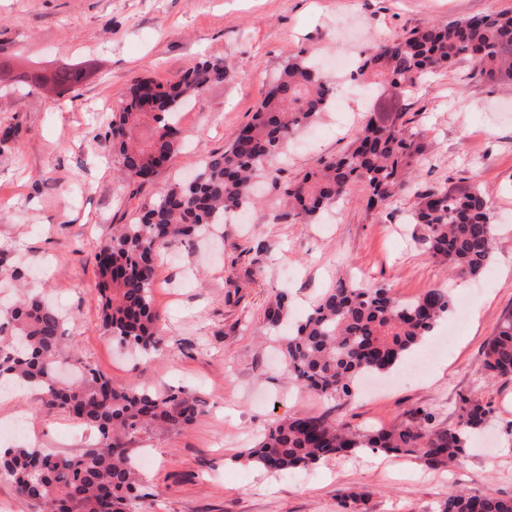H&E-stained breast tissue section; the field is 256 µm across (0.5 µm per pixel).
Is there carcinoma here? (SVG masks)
Listing matches in <instances>:
<instances>
[{
	"instance_id": "cac0c4a2",
	"label": "carcinoma",
	"mask_w": 512,
	"mask_h": 512,
	"mask_svg": "<svg viewBox=\"0 0 512 512\" xmlns=\"http://www.w3.org/2000/svg\"><path fill=\"white\" fill-rule=\"evenodd\" d=\"M462 61L473 64L475 79L512 81V10L425 25L375 41L360 52L356 75L407 95L425 77ZM52 78L70 87L83 80L81 69L68 63L58 65ZM230 78L226 61L204 60L165 84L134 81L128 99L112 110L110 134L123 138L143 118L150 121L151 134L129 146L121 141V178L153 180L180 148L177 115L184 104ZM332 90L310 59L284 61L251 121L224 151L207 153L193 180L164 185L150 207L113 229L97 253L102 325L113 342L130 348L142 362L160 354L164 318L152 298L158 253L211 233L227 213L253 205L255 179L280 181L274 163L302 128L330 109ZM424 153V142L407 128L370 116L344 153L283 182L284 211L275 219L314 224L336 201L358 194L367 209L388 215ZM411 220L424 227L422 243L431 256L456 275H478L493 254L491 202L475 184L418 192ZM451 307L444 288L403 301L383 285L364 287L340 279L306 320L282 337L289 378L318 395L347 399L363 376L388 374L404 363ZM288 316V293L280 292L264 310L263 321L269 331L278 332ZM64 324L65 317L39 294L24 293L0 308V386L8 382L38 391L39 410L88 425L100 439L76 455L9 448L0 453V473L43 512H130L145 497L144 477L133 456L135 440L154 428L179 431L193 425L205 413L203 401L180 388L157 392L114 385L74 358L62 341ZM63 361L80 371L67 386L58 380ZM485 366L492 378L512 379V312L501 318L487 343ZM489 414V406L462 395L457 423L442 428L432 425L433 414L424 408L389 428L354 429L326 415H293L272 423L247 450L245 462L281 474L368 449L446 468L466 454L471 436ZM441 512H512V498L490 489L465 490L449 496Z\"/></svg>"
}]
</instances>
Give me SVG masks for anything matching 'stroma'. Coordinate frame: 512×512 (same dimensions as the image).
Here are the masks:
<instances>
[{
  "mask_svg": "<svg viewBox=\"0 0 512 512\" xmlns=\"http://www.w3.org/2000/svg\"><path fill=\"white\" fill-rule=\"evenodd\" d=\"M512 9V0H0V58L84 67L80 86L53 92L0 80V247L13 262L46 265L26 288L44 292L66 316L75 355L116 384L194 391L206 412L189 428L135 442L150 456L146 498L134 512H345L346 491H370L366 512H439L457 487L512 497V380L489 378L484 351L512 312V84L472 79L464 61L400 95L362 88L352 112L328 111L288 146L291 179L336 157L370 115H402L427 151L396 210L381 216L361 198L336 207L332 222H278V184L261 182L258 203L223 237L164 251L156 266L162 312L160 357L140 364L112 344L101 321L95 258L112 229L154 203L166 183L223 150L251 119L269 75L285 59L359 54L369 43L433 22ZM203 59H223L234 78L209 85L182 112L183 144L151 182L120 177L108 136L111 113L140 77L174 79ZM479 184L493 205V257L476 276L455 277L426 252L422 226L408 223L416 192ZM384 284L405 300L447 289L467 320L447 316L435 336L450 348L412 380L346 404L289 380L263 312L276 294L292 298L290 323L311 312L337 277ZM492 410L452 471L368 450L333 457L290 477L266 475L236 456L274 420L329 414L357 428L387 427L424 407L436 424L456 423L459 394ZM38 393L0 397V448H52L71 455L94 439L58 413H40Z\"/></svg>",
  "mask_w": 512,
  "mask_h": 512,
  "instance_id": "obj_1",
  "label": "stroma"
}]
</instances>
